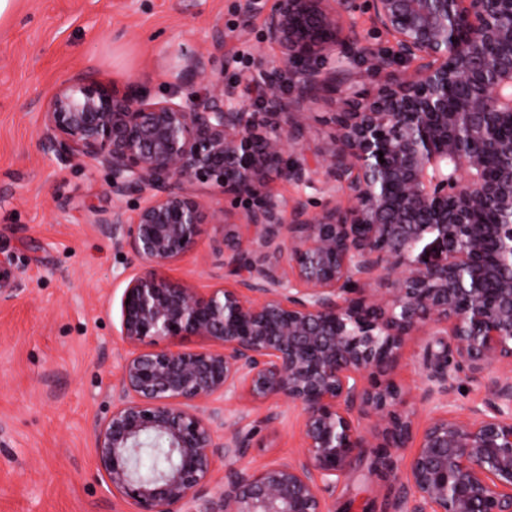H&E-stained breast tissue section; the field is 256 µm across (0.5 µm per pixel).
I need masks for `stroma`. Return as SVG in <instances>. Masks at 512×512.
Listing matches in <instances>:
<instances>
[{"label":"stroma","instance_id":"35a3bbf8","mask_svg":"<svg viewBox=\"0 0 512 512\" xmlns=\"http://www.w3.org/2000/svg\"><path fill=\"white\" fill-rule=\"evenodd\" d=\"M243 26L244 43L235 38ZM262 27L258 14L242 21L236 0H15L0 19V267L17 284L13 298L0 301V512L131 510L97 469L94 434L112 408L126 352L119 330L127 253L111 225L97 221L112 207L108 175L61 162L43 146L45 100L81 70L165 97L178 87L171 63L181 45L204 49L210 68L234 85L241 71L261 69L274 55L261 45ZM302 108L311 158L330 140L335 98L324 92ZM226 250L223 224L208 219L195 249L158 273L194 288L221 285ZM442 351L431 335L405 347L393 377L410 389L412 404ZM228 406L243 412L249 448L240 463L216 457L211 495L240 465L301 452L296 419L274 431L246 399ZM410 454L394 452L392 475L355 473L331 498L332 512L393 506Z\"/></svg>","mask_w":512,"mask_h":512}]
</instances>
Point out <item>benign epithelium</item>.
Returning a JSON list of instances; mask_svg holds the SVG:
<instances>
[{"label": "benign epithelium", "instance_id": "obj_1", "mask_svg": "<svg viewBox=\"0 0 512 512\" xmlns=\"http://www.w3.org/2000/svg\"><path fill=\"white\" fill-rule=\"evenodd\" d=\"M354 9L274 0L265 13L262 42L278 53L269 67L296 65L294 102L268 70L226 87L190 53L203 92L157 98L85 74L44 105L41 141L63 162L108 172L112 209L99 223L140 267L125 277L128 352L95 429L98 468L133 512H332L357 462L390 473L391 450L412 442L396 512H512V139L494 133L512 124V0H365L381 51L344 31ZM357 56L378 88L333 114L331 144L312 164L306 124L289 115L319 92L347 95ZM450 85L465 89L451 106ZM269 172L318 190L323 208L280 197ZM203 181L243 209L224 260L235 284L206 292L152 271L196 246ZM486 213L502 219L483 224ZM427 332L446 345L423 416L390 372ZM184 336L203 345L174 344ZM462 376L487 393L466 414L448 405ZM239 393L271 429L283 406L297 411L303 450L237 470L207 499L215 457L248 448L224 410ZM154 437L174 463L145 477Z\"/></svg>", "mask_w": 512, "mask_h": 512}]
</instances>
